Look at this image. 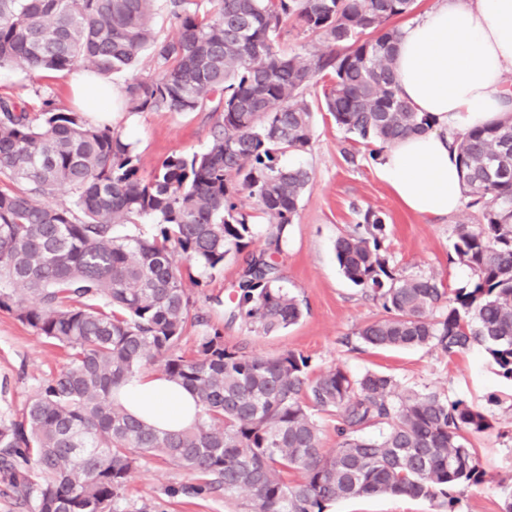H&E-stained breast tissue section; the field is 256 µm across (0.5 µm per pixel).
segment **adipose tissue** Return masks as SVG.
<instances>
[{
  "mask_svg": "<svg viewBox=\"0 0 512 512\" xmlns=\"http://www.w3.org/2000/svg\"><path fill=\"white\" fill-rule=\"evenodd\" d=\"M393 67L402 95L434 127L387 148L378 173L405 209L450 215L463 195L455 134L497 123L512 107V0H436L402 27ZM119 397L162 430L195 421L192 394L158 373L131 377Z\"/></svg>",
  "mask_w": 512,
  "mask_h": 512,
  "instance_id": "obj_1",
  "label": "adipose tissue"
}]
</instances>
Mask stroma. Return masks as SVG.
<instances>
[{
	"instance_id": "stroma-1",
	"label": "stroma",
	"mask_w": 512,
	"mask_h": 512,
	"mask_svg": "<svg viewBox=\"0 0 512 512\" xmlns=\"http://www.w3.org/2000/svg\"><path fill=\"white\" fill-rule=\"evenodd\" d=\"M159 71L150 51L136 66L114 74L117 96L107 125L130 143L140 172L149 175L170 155L205 152L211 129L220 121L213 112H133L126 100L129 85L156 78ZM10 95L38 115L44 102L61 112L75 111L69 76L50 70L31 72L15 66L0 68V95ZM354 161H347V154ZM285 165L304 166L313 177L290 227L280 257L285 284L303 300V318L272 335L251 331L242 321L228 318V299L243 257L229 254L214 270L193 271L183 286L202 314V325L188 328L179 350L195 353L203 336L220 329L227 343L246 353L275 357L287 351L308 356L312 372L343 366L352 374L378 371L391 375L401 387L428 389L481 407L492 427L471 438L486 472L483 484L465 490L457 512H501L503 487L512 485V380L503 378L480 346L454 356L435 346L401 349L366 347L357 332L379 318L382 308L355 286L339 268L335 242L353 231L365 210L381 213L387 233L382 250L389 265L403 275L434 274L449 288L464 286L470 270L448 260L459 225H476L477 211L460 208L445 218H431L402 208L377 174V162L362 145L348 140L331 116L314 112L312 140L306 152L285 157ZM66 361L62 350L0 309V419L19 416L43 381ZM177 465L152 457L141 460L116 504L117 512H240L223 496L170 495V487L191 483ZM328 512H446L439 502L392 496H365L332 503Z\"/></svg>"
}]
</instances>
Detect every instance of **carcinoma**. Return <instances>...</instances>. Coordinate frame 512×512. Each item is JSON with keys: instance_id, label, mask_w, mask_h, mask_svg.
<instances>
[{"instance_id": "obj_1", "label": "carcinoma", "mask_w": 512, "mask_h": 512, "mask_svg": "<svg viewBox=\"0 0 512 512\" xmlns=\"http://www.w3.org/2000/svg\"><path fill=\"white\" fill-rule=\"evenodd\" d=\"M415 0H0V67L65 75L77 67L110 77L148 48L160 73L127 87L136 112L222 113L207 152L165 158L140 173L129 144L75 112L38 117L0 97V308L65 348L66 366L46 379L20 417L0 419V469L36 512H117L131 472L152 456L195 482L169 494L220 493L242 512H325L337 500L404 496L446 500L486 472L468 437L491 428L487 415L433 391L402 389L389 375L341 366L309 376V358H267L202 337L197 355L179 353L191 313L183 278L245 254L231 319L265 335L297 324L299 299L282 285L278 256L310 181L280 163L307 150L312 105L306 92L330 77L320 101L354 140L383 150L424 133L433 121L399 94L392 67L401 29L392 20ZM164 10L177 28L153 27ZM291 18L322 33L328 50L301 56L277 46ZM467 207L449 260L471 270L450 289L435 275L404 276L382 254L385 218L368 209L336 240L345 277L380 303L383 315L358 331L376 349L435 344L448 355L482 346L512 379V112L454 137ZM72 194L55 203L58 191ZM246 193L266 217L253 250ZM148 218L151 239L118 237L117 224ZM183 262L178 263L175 255ZM160 365L187 389L200 419L163 431L114 396ZM318 412L338 416V442L323 452ZM379 428L369 437L364 430ZM299 471L303 480L288 482Z\"/></svg>"}]
</instances>
